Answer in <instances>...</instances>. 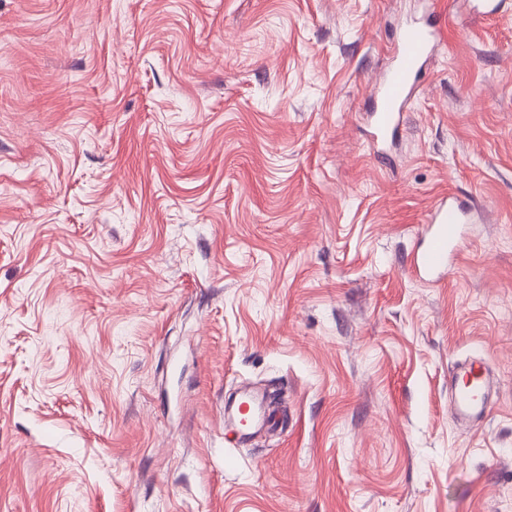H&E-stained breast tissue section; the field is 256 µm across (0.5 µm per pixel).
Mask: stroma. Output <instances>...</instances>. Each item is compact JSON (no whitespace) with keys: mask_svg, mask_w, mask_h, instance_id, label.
<instances>
[{"mask_svg":"<svg viewBox=\"0 0 512 512\" xmlns=\"http://www.w3.org/2000/svg\"><path fill=\"white\" fill-rule=\"evenodd\" d=\"M448 192L477 214L428 286ZM468 358L478 424L449 410ZM242 386L288 425L233 448ZM0 512H512V9L0 0ZM438 34L427 23L407 20L390 48L391 63L374 88L370 110L373 143L392 141L399 132L401 112L415 97L419 79ZM474 209L454 195L444 194L431 206L423 243L412 254L416 275L428 283L438 282V275L448 268L449 260L460 251L462 224H473ZM459 373L470 382L471 388L455 390L451 396L450 409L460 419L469 422L481 421L489 411L486 367L480 359H470L462 364Z\"/></svg>","mask_w":512,"mask_h":512,"instance_id":"35a3bbf8","label":"stroma"}]
</instances>
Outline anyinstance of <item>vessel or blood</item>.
I'll return each mask as SVG.
<instances>
[{"instance_id":"b4317fda","label":"vessel or blood","mask_w":512,"mask_h":512,"mask_svg":"<svg viewBox=\"0 0 512 512\" xmlns=\"http://www.w3.org/2000/svg\"><path fill=\"white\" fill-rule=\"evenodd\" d=\"M437 39L436 30L429 24L410 19L401 26L390 48L391 63L373 92L370 110L373 143H384L397 136L401 113L418 91L420 76ZM473 221L471 204L448 194L439 197L429 210L423 242L412 254L416 275L426 282H437L449 260L460 250L463 225ZM459 372L471 387L452 394V413L469 422L484 419L489 411V381L484 363L468 360Z\"/></svg>"}]
</instances>
